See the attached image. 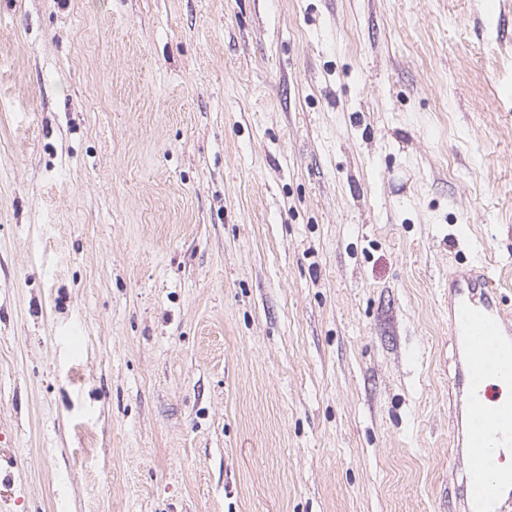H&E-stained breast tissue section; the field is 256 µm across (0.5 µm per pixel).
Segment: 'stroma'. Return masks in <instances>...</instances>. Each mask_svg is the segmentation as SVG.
Segmentation results:
<instances>
[{
    "mask_svg": "<svg viewBox=\"0 0 512 512\" xmlns=\"http://www.w3.org/2000/svg\"><path fill=\"white\" fill-rule=\"evenodd\" d=\"M475 259L512 0H0V512H458Z\"/></svg>",
    "mask_w": 512,
    "mask_h": 512,
    "instance_id": "1",
    "label": "stroma"
}]
</instances>
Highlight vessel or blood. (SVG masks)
Here are the masks:
<instances>
[{
	"instance_id": "obj_1",
	"label": "vessel or blood",
	"mask_w": 512,
	"mask_h": 512,
	"mask_svg": "<svg viewBox=\"0 0 512 512\" xmlns=\"http://www.w3.org/2000/svg\"><path fill=\"white\" fill-rule=\"evenodd\" d=\"M453 345L449 454L462 467L453 479L459 512H512V474L498 467L512 447V399L491 400V379L512 385V306L481 265L458 268L449 283Z\"/></svg>"
}]
</instances>
